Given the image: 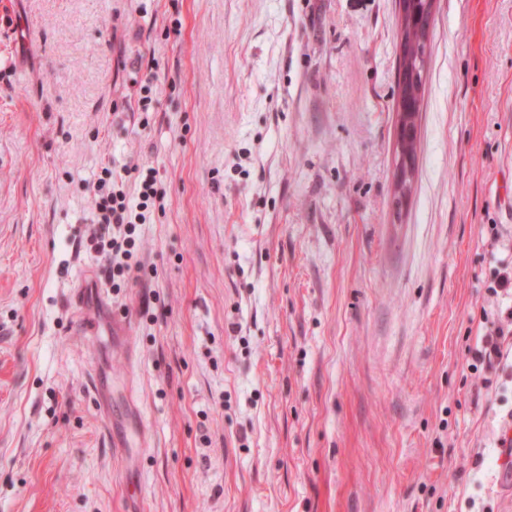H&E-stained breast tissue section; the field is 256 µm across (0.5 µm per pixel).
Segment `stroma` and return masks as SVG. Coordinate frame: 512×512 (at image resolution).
I'll list each match as a JSON object with an SVG mask.
<instances>
[{"label": "stroma", "mask_w": 512, "mask_h": 512, "mask_svg": "<svg viewBox=\"0 0 512 512\" xmlns=\"http://www.w3.org/2000/svg\"><path fill=\"white\" fill-rule=\"evenodd\" d=\"M397 44L395 0H0V512H512V350L471 354L512 306V0H439L399 215ZM110 161L158 172L156 273L93 338ZM402 101L407 103V108L404 109V112L396 113V136L392 152V176L395 195L402 202H407L409 199L412 183L416 176L418 159L402 151L399 140L400 132L404 124L411 121L407 112H422L424 106V96L421 98L408 96L404 97ZM492 296L499 294L512 295V263L501 264L500 267H494L490 272V280L487 286Z\"/></svg>", "instance_id": "35a3bbf8"}]
</instances>
